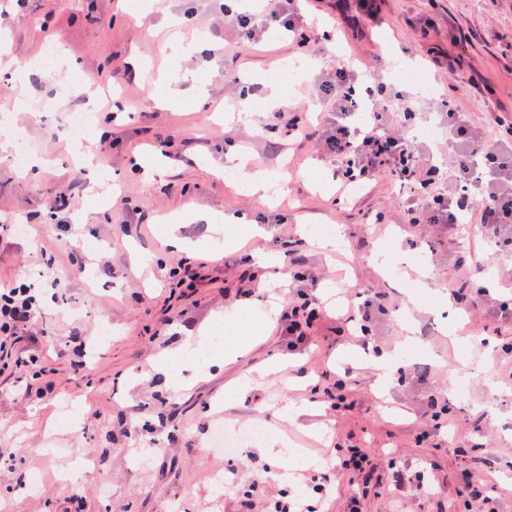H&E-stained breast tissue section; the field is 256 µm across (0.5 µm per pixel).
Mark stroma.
<instances>
[{
  "label": "stroma",
  "instance_id": "35a3bbf8",
  "mask_svg": "<svg viewBox=\"0 0 512 512\" xmlns=\"http://www.w3.org/2000/svg\"><path fill=\"white\" fill-rule=\"evenodd\" d=\"M5 0L0 36V114L22 129L38 168L0 152V287L39 282L54 267L61 285L15 336L17 356H38L47 374L22 391L20 374L0 370V512H279L294 486L265 475L269 450L259 443L226 457L213 443L215 422L276 428L294 447L296 486L324 489L315 512H512V315L496 308L512 291V249L488 247L477 226L449 238L442 225L413 224L405 189L381 175L352 193L340 188L339 161L317 140L285 129L244 124L229 112L234 77L278 68L296 56L303 72L285 74L287 116L325 124L324 73L354 62L392 92L427 107L447 100L491 137L487 112L512 115V0H383L377 22L352 28L328 0L313 18L329 35L298 49L287 37L248 44L225 25L229 0ZM203 39L200 53L174 60L172 40ZM60 45L74 68L94 74L98 93L94 149L117 194L93 196L77 168L82 144L63 117L88 97L66 70L39 68ZM443 66L432 69L428 56ZM433 119L443 129L445 112ZM235 146L246 173L274 171L288 194L276 208L209 173ZM267 227L242 242L220 233L225 212ZM280 215L282 223L267 224ZM171 216L183 251L162 240L156 218ZM344 227L346 250L325 255L301 223ZM13 224L30 233L10 232ZM393 253L398 274L371 264ZM251 252L279 255L286 269L318 278L337 293L322 303L304 343H293L280 317L257 325L266 304L256 282L264 268ZM434 280L421 283L419 259ZM468 266L473 287L454 319L448 274ZM368 305L367 321L356 309ZM258 342L222 368H203L173 388L156 376L155 359L200 327H226ZM112 335L97 344L100 325ZM397 356L385 390L375 385L368 352ZM85 368H76L79 358ZM469 380L459 397V377ZM80 411L62 426L64 406ZM301 409L282 420L279 407ZM364 449L369 464L348 480L339 459ZM228 469L246 484L210 482ZM484 482L471 498L464 474ZM38 489L24 493L30 480Z\"/></svg>",
  "mask_w": 512,
  "mask_h": 512
}]
</instances>
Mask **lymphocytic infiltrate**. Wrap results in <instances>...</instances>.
Segmentation results:
<instances>
[{
	"label": "lymphocytic infiltrate",
	"instance_id": "f902f5d3",
	"mask_svg": "<svg viewBox=\"0 0 512 512\" xmlns=\"http://www.w3.org/2000/svg\"><path fill=\"white\" fill-rule=\"evenodd\" d=\"M232 21L250 44L270 26L287 30L297 47H309L314 41L313 28L297 0H262L259 8L237 12ZM322 92L333 119L320 137L326 150L345 163L344 184H364L375 174H385L411 185L413 192L405 205L409 216L445 225L453 237L469 215L484 236L512 244V158L500 144L477 140L465 144L446 173L438 165L422 163L409 137L385 128L383 112L389 98L383 82L363 79L353 67L339 64L327 73ZM446 176L454 181L455 190L431 194V187ZM40 306V291L28 282L0 288V352L19 324L36 315Z\"/></svg>",
	"mask_w": 512,
	"mask_h": 512
}]
</instances>
